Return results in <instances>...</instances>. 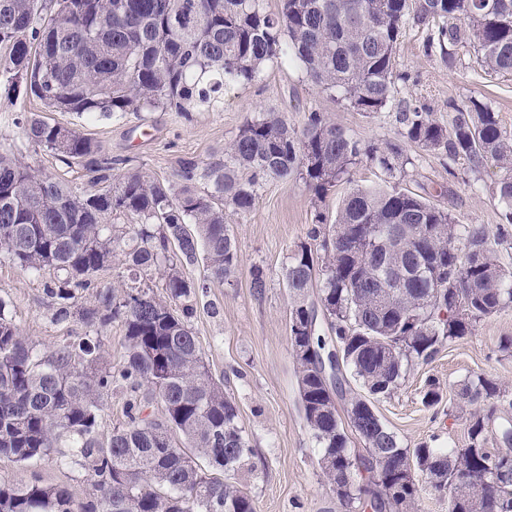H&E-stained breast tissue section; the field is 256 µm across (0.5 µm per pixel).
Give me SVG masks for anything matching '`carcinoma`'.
<instances>
[{"instance_id": "cac0c4a2", "label": "carcinoma", "mask_w": 512, "mask_h": 512, "mask_svg": "<svg viewBox=\"0 0 512 512\" xmlns=\"http://www.w3.org/2000/svg\"><path fill=\"white\" fill-rule=\"evenodd\" d=\"M430 27L453 62L474 52L487 74L512 73V0H0V79L50 111L114 115L161 109L186 114L218 102L224 86L255 80L260 66L298 61L311 81L358 112L394 100L396 50L409 22ZM451 124L408 106L399 110L405 142L445 150L470 168L492 165L501 220L512 224V133L477 98L455 108ZM22 132L66 166L78 162L96 184L82 190L0 152V261L25 272L46 268L52 321L82 322L75 340L40 353L0 299V457L23 465L45 459L62 437L93 492L77 502L63 486L0 478V512H256L235 484L251 454L237 408L204 363L189 325L193 298L207 287L184 274L203 261L222 282L238 271L226 211L246 214L262 181L302 178L316 199L365 160L384 183L356 186L332 221L315 215L308 243L283 272L293 317L322 314L343 367L366 395L350 397L347 421L314 357L326 341L305 331L309 353L292 350L300 405L318 448L322 474L345 506L414 512L420 495L411 471L448 498V512H512V390L484 374L456 388L465 418L464 448H405L384 423L362 419V398L393 395L410 366L428 363L477 324L512 308V269L496 259L500 235L485 224H458L448 209L392 184L406 164L400 145L362 143L308 113L302 129L277 112L247 121L224 152L206 163L184 159L173 183L134 171L114 176V160L76 130L31 115ZM115 186H110V183ZM140 220L131 240L109 219ZM120 261L131 285L105 277ZM160 273L181 313L139 286ZM318 290V303L309 301ZM89 292L94 305H78ZM124 327L117 366L100 364L99 331ZM124 390L125 423L103 442L96 427L102 397ZM364 445L356 454L345 427Z\"/></svg>"}]
</instances>
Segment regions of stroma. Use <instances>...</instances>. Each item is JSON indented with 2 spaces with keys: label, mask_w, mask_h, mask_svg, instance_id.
I'll return each instance as SVG.
<instances>
[{
  "label": "stroma",
  "mask_w": 512,
  "mask_h": 512,
  "mask_svg": "<svg viewBox=\"0 0 512 512\" xmlns=\"http://www.w3.org/2000/svg\"><path fill=\"white\" fill-rule=\"evenodd\" d=\"M428 35L425 27L413 25L401 38L396 98L424 105L447 124L455 107L476 97L490 103L503 126L512 131V75H482L472 53L465 51L448 60L439 48H427ZM314 110L359 141L382 145L398 139L394 111H356L317 87L299 63L272 60L262 65L253 82L228 85L219 103L193 109L186 117L161 110L109 117L50 112L39 99L1 80L0 148L11 149L59 179L88 185L90 176L81 166H65L25 140L16 119L23 113H38L50 123L75 128L91 138L103 154L117 160L120 171L137 170L170 182L181 160L208 161L257 113H281L299 128ZM404 151L410 163L397 179L400 188L450 209L456 223L497 227L500 207L492 193L497 168L474 170L464 160L414 144L405 145ZM382 179L378 169L359 163L350 181L338 183L319 201L300 178L267 181L250 213L227 217L237 245V274L224 282H208L207 292L196 297L192 330L213 377L223 381L225 393L238 408L239 425L252 455L237 482L253 497L257 512H348L321 474L319 450L300 411L283 269L306 241L316 213L334 218L351 187L375 185ZM256 270L266 280L259 295L250 287ZM51 276L48 269L26 273L0 262V299L7 302L23 336L40 352L85 331L77 321H52L51 303L44 293ZM507 336H512V310L486 318L473 335L443 348L431 362L412 367L391 397L375 401L377 414L405 447H462L467 433L462 420L451 412L456 385L482 372L512 389V353L500 347ZM430 380L440 386L442 399L428 407L421 392ZM73 453L71 441L61 442L33 471L0 458V477L24 480L35 472L45 483L64 486L80 500L92 486L87 470L73 463Z\"/></svg>",
  "instance_id": "35a3bbf8"
}]
</instances>
